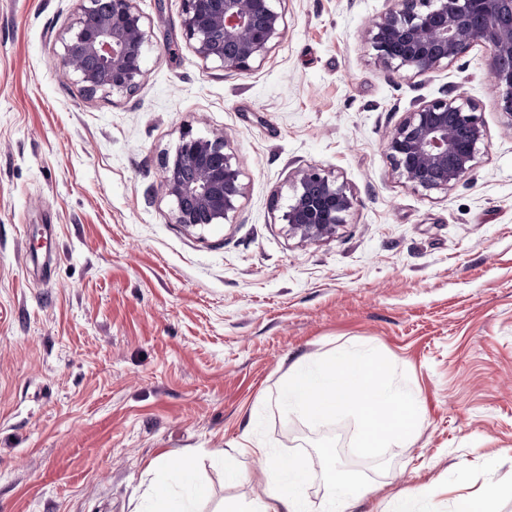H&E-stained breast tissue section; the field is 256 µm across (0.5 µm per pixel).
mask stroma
Segmentation results:
<instances>
[{
    "mask_svg": "<svg viewBox=\"0 0 512 512\" xmlns=\"http://www.w3.org/2000/svg\"><path fill=\"white\" fill-rule=\"evenodd\" d=\"M149 45L129 94L60 67L75 0H0V512H144L158 459L194 451L202 512L247 508L264 463L323 453L370 494L348 512H512V127L489 52L412 77L368 26L394 0H278L281 38L248 71L202 60L183 0H135ZM476 104L487 148L445 191L413 190L385 145L413 102ZM223 136L243 195L221 224H176L165 156ZM315 167L353 198L314 243L284 215ZM370 347L406 375L422 424L388 468L356 457L353 420L284 414L289 367ZM247 476L224 480L223 453ZM504 495L486 498L489 487Z\"/></svg>",
    "mask_w": 512,
    "mask_h": 512,
    "instance_id": "obj_1",
    "label": "stroma"
}]
</instances>
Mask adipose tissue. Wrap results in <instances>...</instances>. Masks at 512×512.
<instances>
[{
    "label": "adipose tissue",
    "instance_id": "obj_1",
    "mask_svg": "<svg viewBox=\"0 0 512 512\" xmlns=\"http://www.w3.org/2000/svg\"><path fill=\"white\" fill-rule=\"evenodd\" d=\"M181 481L189 488L186 497H176L167 481H159L149 496L147 512H195V501L207 495L205 487L197 483L190 457H183L176 465ZM326 492L320 512H345L352 498L362 493L360 486L347 476L335 472L330 459H323ZM310 472L307 464L298 461H274L267 474L262 496L254 498L249 512H309L307 489Z\"/></svg>",
    "mask_w": 512,
    "mask_h": 512
}]
</instances>
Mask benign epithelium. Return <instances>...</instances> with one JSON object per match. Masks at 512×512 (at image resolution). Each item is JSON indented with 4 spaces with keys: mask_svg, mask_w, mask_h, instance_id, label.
<instances>
[{
    "mask_svg": "<svg viewBox=\"0 0 512 512\" xmlns=\"http://www.w3.org/2000/svg\"><path fill=\"white\" fill-rule=\"evenodd\" d=\"M69 36L62 39V70L82 88L127 94L143 75L148 42L135 0H78ZM182 26L196 54L226 69L245 71L262 60L281 34L283 16L274 0H183ZM366 42L385 67L414 76L452 65L467 49H489L499 88V109L512 127V0H395V8L367 30ZM485 140L476 105L447 95L405 112L390 133L386 153L392 171L416 191L446 190L473 167ZM223 138L183 133L164 162L163 190L176 224H222L243 194L240 171ZM352 208L344 184L311 168L302 172L285 214L288 235L304 242L332 237Z\"/></svg>",
    "mask_w": 512,
    "mask_h": 512,
    "instance_id": "benign-epithelium-1",
    "label": "benign epithelium"
}]
</instances>
